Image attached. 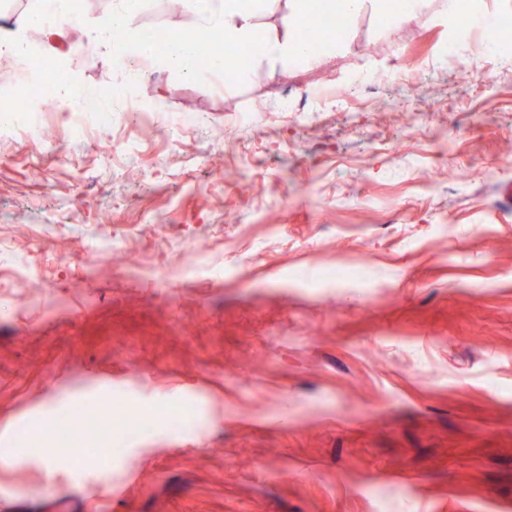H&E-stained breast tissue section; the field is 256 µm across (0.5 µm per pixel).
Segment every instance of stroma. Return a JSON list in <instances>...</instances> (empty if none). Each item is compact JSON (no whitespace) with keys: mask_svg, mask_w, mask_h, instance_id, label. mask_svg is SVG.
Here are the masks:
<instances>
[{"mask_svg":"<svg viewBox=\"0 0 512 512\" xmlns=\"http://www.w3.org/2000/svg\"><path fill=\"white\" fill-rule=\"evenodd\" d=\"M76 3L61 74L105 112L122 82L160 131L113 167L91 138L0 137V448L30 436L0 512H512V65L477 32L438 55L462 0L350 19L311 77L406 71L348 110L281 66L121 80ZM132 23L199 30L189 0ZM272 86L295 111L240 125ZM179 112L223 139L168 140ZM105 400L121 451L46 471L48 423ZM172 406L185 424H119Z\"/></svg>","mask_w":512,"mask_h":512,"instance_id":"obj_1","label":"stroma"}]
</instances>
